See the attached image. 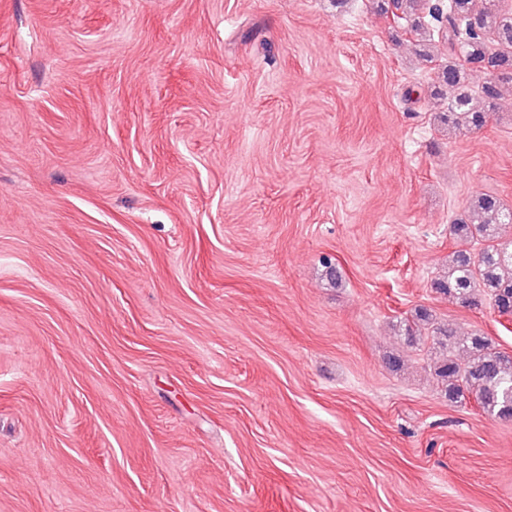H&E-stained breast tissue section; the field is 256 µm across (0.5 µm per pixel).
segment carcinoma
Returning a JSON list of instances; mask_svg holds the SVG:
<instances>
[{"label":"carcinoma","instance_id":"cac0c4a2","mask_svg":"<svg viewBox=\"0 0 512 512\" xmlns=\"http://www.w3.org/2000/svg\"><path fill=\"white\" fill-rule=\"evenodd\" d=\"M380 11L393 10L398 22L408 28L422 46L419 56L427 62L446 50L448 63L439 65L437 79L448 89V111L442 119L448 128L476 131L491 118L503 89H512V3L509 0H381ZM488 61L494 78L481 86V100L468 91L475 65ZM512 208L492 195L482 193L467 207L466 218L450 225V234L465 242L481 244L478 253L466 249L448 258V272L436 277L433 290L462 306L488 298L499 312L512 310ZM431 332L433 344L444 351L435 365L437 381L448 399L472 395L480 408L504 421H512V356L499 351L480 334L463 340L450 327L435 325L425 308L415 310L405 323L410 341Z\"/></svg>","mask_w":512,"mask_h":512}]
</instances>
